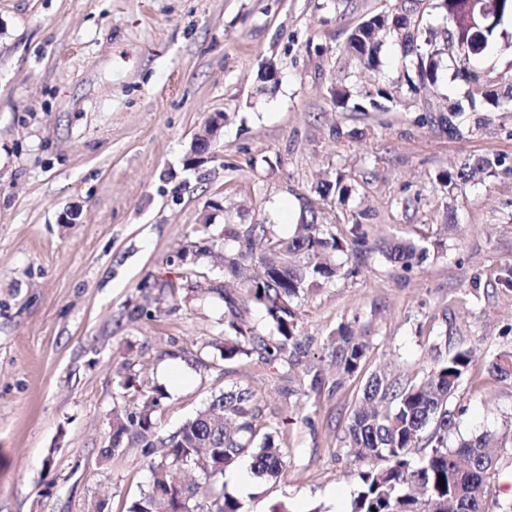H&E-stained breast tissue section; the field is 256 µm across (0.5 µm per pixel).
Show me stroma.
<instances>
[{"instance_id": "1", "label": "stroma", "mask_w": 512, "mask_h": 512, "mask_svg": "<svg viewBox=\"0 0 512 512\" xmlns=\"http://www.w3.org/2000/svg\"><path fill=\"white\" fill-rule=\"evenodd\" d=\"M398 0H0V512H125L150 459L129 444L102 455L114 411L153 387L168 397L155 431H174L223 390L251 389L282 427L285 470L250 480L245 508L349 512L357 468L345 430L363 381L307 393L308 371L343 324L370 344L367 371L418 380L470 349L474 376L449 439L485 431L503 450L490 503L512 477V379L488 367L512 351V112L466 111L463 137L421 122L427 103L465 100L444 56L426 98L355 112L330 91L389 88L403 72L391 42L371 71L341 50L350 30ZM277 82L264 81L267 68ZM210 155L186 159L214 113ZM506 168L447 191L440 171L487 154ZM344 173L347 203L318 183ZM363 211L371 239L429 249L412 272L378 253H339L355 275L295 304V365L224 360L234 332L224 287V227L281 237L310 213L347 237ZM76 213L75 223L63 220ZM207 243L205 281L175 259Z\"/></svg>"}]
</instances>
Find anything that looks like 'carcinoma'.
<instances>
[{"mask_svg":"<svg viewBox=\"0 0 512 512\" xmlns=\"http://www.w3.org/2000/svg\"><path fill=\"white\" fill-rule=\"evenodd\" d=\"M486 2L498 13L499 21L482 31L474 25L475 0H432L430 8L437 13V25L422 27L412 21L417 3L408 9L373 13L350 31L343 50L375 69L380 65L382 43L393 38L400 61L413 72L407 76V89L398 93L416 97L437 83L441 55L452 45L463 49L455 59L453 78L479 85L486 75L475 62L495 50L498 39L506 36L502 25L512 19V0ZM374 94L390 102L397 99L383 87L364 94L336 90L333 97L344 107L351 102L353 110L362 111L360 101L366 98L371 106H377L371 99ZM483 103L494 110L511 107L512 84L502 93L486 89ZM462 112L464 107L457 102L448 113H440L442 128L463 134L455 122ZM504 164L497 154L484 155L460 168L439 172L437 180L451 191ZM317 192L324 199L332 196L343 202L351 195L352 185L339 175L321 182ZM245 242V250L224 256V274L241 280L247 295L265 308L274 336L228 340L224 343L226 360L249 357L257 351L271 363L284 359L288 349H298L295 301L313 284L354 274L332 264L330 255L350 252L358 257L377 250L388 262L407 271L427 255V248L413 242L368 245V233L358 219L349 239L336 236L314 216L296 225L287 238L274 235L264 224H253L245 231ZM368 350L364 337L352 335L347 326L338 329L329 353V364L336 367V388H341L343 380L362 374ZM471 363V351L459 349L437 361L419 381L403 384L376 372L367 376L361 406L354 410L345 436L347 453L359 466L350 512H489L486 499L501 454L499 438L483 432L448 445L455 419L452 400L468 377ZM490 372L501 379L512 378V352L497 355ZM165 398V391L156 388L142 404L112 416L114 432L103 456L122 454L134 437L151 457L153 481L126 512H245L242 502L218 483L224 471L247 456L255 477L269 480L283 474L284 450L275 442L280 422L263 419L250 390L213 395L205 409L159 440L153 418ZM416 448L426 449L417 464L412 458ZM378 460L385 465H377ZM187 467L198 469L202 480L187 484L177 479Z\"/></svg>","mask_w":512,"mask_h":512,"instance_id":"cac0c4a2","label":"carcinoma"}]
</instances>
